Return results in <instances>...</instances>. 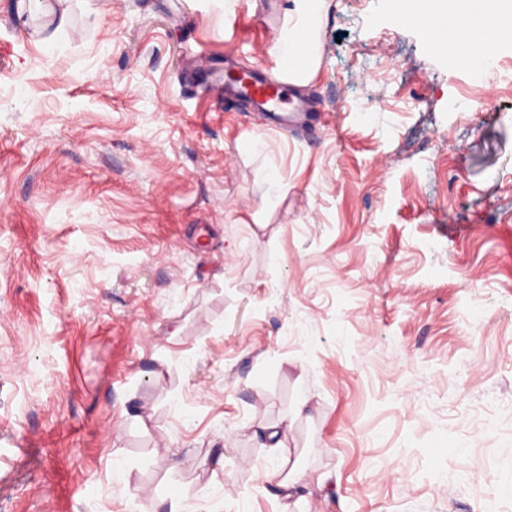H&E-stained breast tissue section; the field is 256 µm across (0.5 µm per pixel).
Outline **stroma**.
Wrapping results in <instances>:
<instances>
[{"label": "stroma", "instance_id": "1", "mask_svg": "<svg viewBox=\"0 0 512 512\" xmlns=\"http://www.w3.org/2000/svg\"><path fill=\"white\" fill-rule=\"evenodd\" d=\"M284 3L0 0V512H512V86L326 0L271 130ZM29 2H34L41 12L50 18L43 27V31L47 33L45 39L53 40L57 38L66 25L67 7L64 4L68 2V0H57L55 7L44 5L45 3H42V0H29Z\"/></svg>", "mask_w": 512, "mask_h": 512}]
</instances>
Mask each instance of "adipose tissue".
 Returning <instances> with one entry per match:
<instances>
[{"instance_id":"adipose-tissue-1","label":"adipose tissue","mask_w":512,"mask_h":512,"mask_svg":"<svg viewBox=\"0 0 512 512\" xmlns=\"http://www.w3.org/2000/svg\"><path fill=\"white\" fill-rule=\"evenodd\" d=\"M289 27L272 47L288 81L304 86L317 74L315 38L323 24L326 0H288ZM409 18L431 33L440 54L454 51L468 65L494 56L512 44V0H424Z\"/></svg>"}]
</instances>
